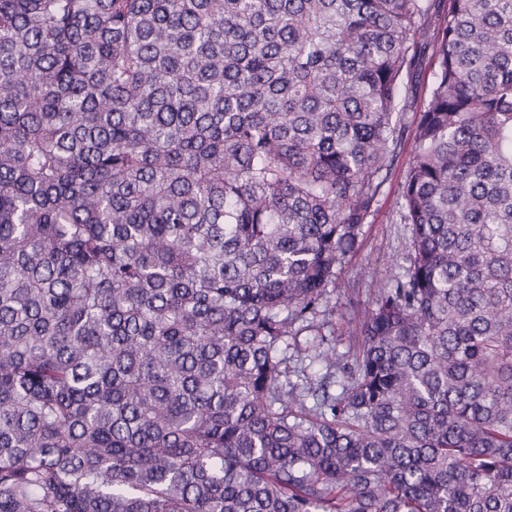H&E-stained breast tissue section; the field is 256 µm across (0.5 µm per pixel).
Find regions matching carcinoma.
I'll use <instances>...</instances> for the list:
<instances>
[{
    "label": "carcinoma",
    "instance_id": "carcinoma-1",
    "mask_svg": "<svg viewBox=\"0 0 512 512\" xmlns=\"http://www.w3.org/2000/svg\"><path fill=\"white\" fill-rule=\"evenodd\" d=\"M0 512H512V0H0ZM431 45H424L420 51V66L413 78V95L415 97V106L419 111L426 102L429 88L432 81L431 76ZM414 113L406 112L404 116L405 145L382 189L379 207L364 227L360 250L345 267V280L356 282L360 288V312L369 308L375 289L394 272L397 260L406 253L407 232L403 224H394V201L412 156Z\"/></svg>",
    "mask_w": 512,
    "mask_h": 512
}]
</instances>
